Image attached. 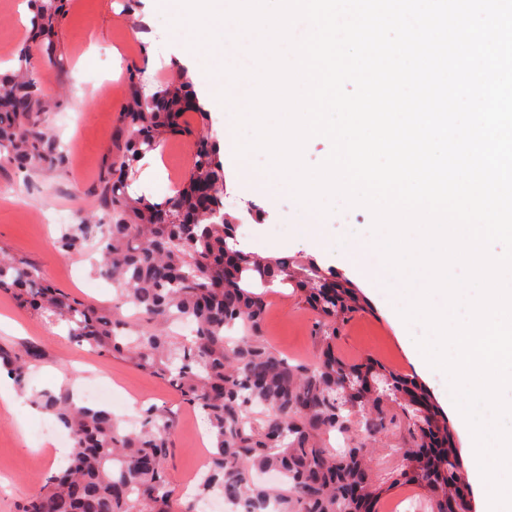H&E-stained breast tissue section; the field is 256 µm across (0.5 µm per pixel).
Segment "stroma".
<instances>
[{"label":"stroma","mask_w":512,"mask_h":512,"mask_svg":"<svg viewBox=\"0 0 512 512\" xmlns=\"http://www.w3.org/2000/svg\"><path fill=\"white\" fill-rule=\"evenodd\" d=\"M173 16L155 0H66L54 39L60 51L55 62L35 56L33 65L51 107L44 114L51 136L65 154L62 168L46 172L18 170L0 161V186L19 185L21 200L0 203V248L24 256L53 285L88 303H108L111 290L92 270L86 256H65L53 246L62 223L77 224L97 211L99 177L112 160V146L123 129L120 114L128 100V68L139 67L147 90L177 79L176 51L184 37ZM14 0H0V71L16 66L15 48L28 44ZM225 62L222 47L205 54L186 74L200 104L210 114L206 131L209 142L221 145L224 108L209 95L210 82ZM85 93L82 108L72 101L74 88ZM194 143L181 135L161 142L162 165L150 181L134 180L131 190L163 201L175 183L187 176ZM224 210L251 211L250 223L239 226L243 248L267 253L279 246L283 258L300 256L314 261L338 278L353 284L365 305L345 322L336 336V355L353 364L372 360L401 375L413 376L391 317L372 294L357 270L345 263L342 251L359 226L372 223L364 207L338 205L326 227L327 243L318 248L304 240L299 226L305 218L293 195L278 186L264 194L243 197L232 172L224 174ZM279 224L277 235L268 227ZM267 313L260 334L273 349L296 363L312 362L317 353L314 318L293 288H274L266 297ZM35 345L42 361L28 374V395H21L13 410L0 407V512H16L25 497L35 492L41 478L65 464L52 453L54 440H68L69 432L48 413L29 409V395L45 389L59 390L73 382H97L125 399L115 416L125 427L138 426L143 406L154 404L170 410L174 418L171 473L173 487L182 490L185 480L205 472L202 441L208 432L204 414L184 403L180 394L164 382L130 364L125 358L103 357L69 340L66 325L45 329L42 321L20 309L13 298L0 292V346L24 351Z\"/></svg>","instance_id":"35a3bbf8"}]
</instances>
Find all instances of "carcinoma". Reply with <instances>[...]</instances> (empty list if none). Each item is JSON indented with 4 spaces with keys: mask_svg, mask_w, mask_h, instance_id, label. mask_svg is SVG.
Returning <instances> with one entry per match:
<instances>
[{
    "mask_svg": "<svg viewBox=\"0 0 512 512\" xmlns=\"http://www.w3.org/2000/svg\"><path fill=\"white\" fill-rule=\"evenodd\" d=\"M32 40L43 56L57 55L54 27L61 0H38ZM13 74L0 79V158L20 167L59 168L65 155L42 127L46 103L27 49L15 51ZM126 138L112 152L99 184L102 215L63 227L56 247L77 254L96 243L95 273L112 283V305L80 300L55 287L40 271L0 248V290L41 320L68 327L73 341L101 356H122L170 383L209 425L212 451L196 498L218 491L229 500L274 501L278 512H372L384 494L371 478L373 459L351 440L338 454L325 446L334 430L369 424L383 428L390 405L409 416L410 442L399 449L411 463L398 479L425 493L428 512H448V499L464 469L448 421L414 379L375 362L336 358L338 325L363 310L346 281L316 263L260 257L238 248L236 224L224 213V166L205 140L209 113L195 102L189 82L160 84L148 93L132 74L121 114ZM196 139L193 164L176 194L154 203L129 193L140 158L164 136ZM235 254L224 261L226 252ZM292 285L315 316L318 349L311 365L292 364L260 336L267 289ZM135 310L126 316L123 308ZM242 324L248 335L224 332ZM41 351L0 347V370L26 387ZM69 431L66 465L46 477L18 512H196L174 497L169 471L173 416L150 405L140 426L127 430L106 409L75 402L72 391L33 394ZM263 411L255 415L252 407ZM444 446L425 453L426 441ZM279 469L275 487L253 473Z\"/></svg>",
    "mask_w": 512,
    "mask_h": 512,
    "instance_id": "carcinoma-1",
    "label": "carcinoma"
}]
</instances>
